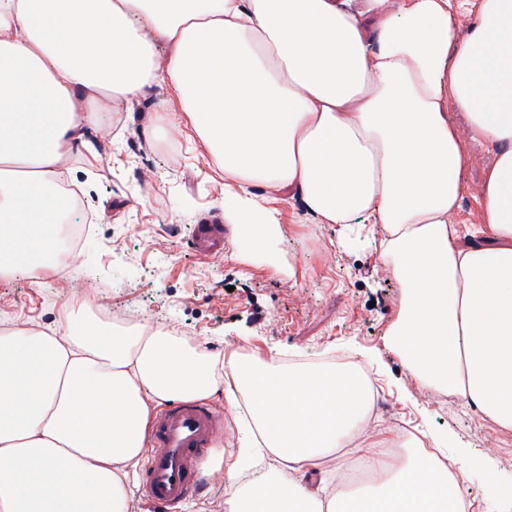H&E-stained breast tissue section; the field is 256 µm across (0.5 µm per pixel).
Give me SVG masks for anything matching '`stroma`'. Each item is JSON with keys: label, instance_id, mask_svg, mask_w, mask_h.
<instances>
[{"label": "stroma", "instance_id": "35a3bbf8", "mask_svg": "<svg viewBox=\"0 0 512 512\" xmlns=\"http://www.w3.org/2000/svg\"><path fill=\"white\" fill-rule=\"evenodd\" d=\"M185 117L167 78H157L133 102L113 100L102 131L90 132L97 155L72 152L66 166L84 195L92 233L75 255L91 277L30 287L25 273L0 282V315L44 325L58 304L82 301L100 283L105 307L161 321L191 344L222 358L238 349L278 359L318 362L348 357L368 372L386 404L361 425L363 445L397 435L385 459L389 474L410 466L420 435L448 437L465 456L453 469L481 512H512L499 486L512 483V437L478 412L446 403L389 351L383 338L401 303L398 280L377 257V242L360 225L319 224L299 196L279 194L284 236L271 259H236L241 244L224 215V180L213 157L185 137ZM491 151L473 144L463 171L457 221L475 220L476 199ZM224 227V252L201 255L194 225Z\"/></svg>", "mask_w": 512, "mask_h": 512}]
</instances>
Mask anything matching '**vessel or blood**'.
Instances as JSON below:
<instances>
[{"label": "vessel or blood", "instance_id": "b4317fda", "mask_svg": "<svg viewBox=\"0 0 512 512\" xmlns=\"http://www.w3.org/2000/svg\"><path fill=\"white\" fill-rule=\"evenodd\" d=\"M223 433L222 418L200 404L177 403L160 413L145 452L143 495L175 512L203 485L201 460Z\"/></svg>", "mask_w": 512, "mask_h": 512}]
</instances>
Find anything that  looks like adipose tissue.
Listing matches in <instances>:
<instances>
[{"mask_svg": "<svg viewBox=\"0 0 512 512\" xmlns=\"http://www.w3.org/2000/svg\"><path fill=\"white\" fill-rule=\"evenodd\" d=\"M450 0H0V278L54 269L72 150L95 153L105 101L165 71L189 141L224 174L247 253L283 235L259 186L296 193L321 224L368 222L402 288L384 338L426 386L512 435V0H480L455 38ZM168 45L166 68L156 42ZM463 113L458 129L453 113ZM492 164L480 240L454 221L471 143ZM223 392L245 401L277 477L250 488L216 451L231 512H462L467 487L436 454L349 494L337 443L371 387L320 364L227 362L170 331L99 320L0 333V512H128L153 407Z\"/></svg>", "mask_w": 512, "mask_h": 512, "instance_id": "obj_1", "label": "adipose tissue"}]
</instances>
